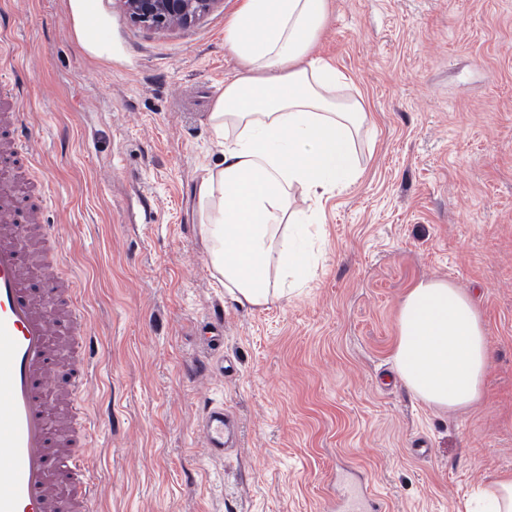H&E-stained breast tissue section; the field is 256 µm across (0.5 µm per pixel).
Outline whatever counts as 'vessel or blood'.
Instances as JSON below:
<instances>
[{
	"instance_id": "1",
	"label": "vessel or blood",
	"mask_w": 512,
	"mask_h": 512,
	"mask_svg": "<svg viewBox=\"0 0 512 512\" xmlns=\"http://www.w3.org/2000/svg\"><path fill=\"white\" fill-rule=\"evenodd\" d=\"M20 120L17 112L0 116V126L11 132L0 143V154L26 166L30 160L20 149ZM12 212L11 204L0 205V512H54L59 502L66 512H93L99 491L85 449L94 437L95 423L80 394L87 384L95 340L74 289L58 281L51 298L41 301L30 295L19 242L31 230L47 236L51 229L13 222ZM64 331L71 336L75 365L66 395L65 460L57 473L45 394L54 385L49 366L52 343ZM230 421L223 405L205 409L201 435L210 452L223 453ZM337 512H379V506L353 487Z\"/></svg>"
}]
</instances>
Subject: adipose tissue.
<instances>
[{"label": "adipose tissue", "instance_id": "ef3b65f1", "mask_svg": "<svg viewBox=\"0 0 512 512\" xmlns=\"http://www.w3.org/2000/svg\"><path fill=\"white\" fill-rule=\"evenodd\" d=\"M330 2L242 0L224 27L239 68L208 114L222 159L202 175L197 201L210 264L241 305L262 307L301 285L306 255L289 225L318 223L321 201L362 174L356 141L371 116L313 53ZM69 10L85 49L111 57L98 0H69ZM397 333L393 362L417 400L456 412L483 399L490 339L469 293L419 281L398 307Z\"/></svg>", "mask_w": 512, "mask_h": 512}]
</instances>
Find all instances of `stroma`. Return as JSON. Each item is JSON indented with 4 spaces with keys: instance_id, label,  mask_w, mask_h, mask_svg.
I'll use <instances>...</instances> for the list:
<instances>
[{
    "instance_id": "35a3bbf8",
    "label": "stroma",
    "mask_w": 512,
    "mask_h": 512,
    "mask_svg": "<svg viewBox=\"0 0 512 512\" xmlns=\"http://www.w3.org/2000/svg\"><path fill=\"white\" fill-rule=\"evenodd\" d=\"M240 2L170 32L99 0L107 60L68 0H0L39 221L98 347L97 512H336L346 479L383 512H461L512 471V0H332L315 53L372 115L363 174L324 201L300 293L263 307L215 278L195 195L221 157L207 114L238 67L224 26ZM431 278L472 291L490 337L469 412L420 404L392 370L398 306ZM207 356L233 372L201 369ZM212 403L238 423L221 457L201 437Z\"/></svg>"
}]
</instances>
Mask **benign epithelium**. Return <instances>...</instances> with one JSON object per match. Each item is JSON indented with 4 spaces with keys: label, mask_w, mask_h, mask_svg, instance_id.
I'll return each mask as SVG.
<instances>
[{
    "label": "benign epithelium",
    "mask_w": 512,
    "mask_h": 512,
    "mask_svg": "<svg viewBox=\"0 0 512 512\" xmlns=\"http://www.w3.org/2000/svg\"><path fill=\"white\" fill-rule=\"evenodd\" d=\"M221 2L223 0H122L133 24L154 31L188 28Z\"/></svg>",
    "instance_id": "obj_1"
}]
</instances>
